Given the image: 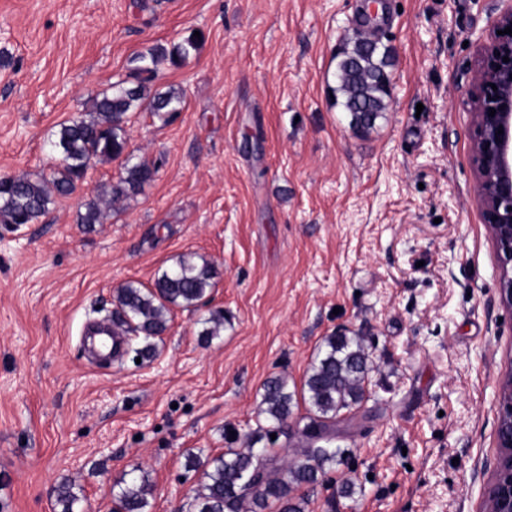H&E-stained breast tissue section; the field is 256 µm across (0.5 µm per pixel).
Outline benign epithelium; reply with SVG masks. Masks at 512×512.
Instances as JSON below:
<instances>
[{
  "label": "benign epithelium",
  "instance_id": "7a95c632",
  "mask_svg": "<svg viewBox=\"0 0 512 512\" xmlns=\"http://www.w3.org/2000/svg\"><path fill=\"white\" fill-rule=\"evenodd\" d=\"M501 2L486 40L479 41L464 105L472 117L476 200L499 259V304L512 310V35L500 34L512 27V0ZM497 399L496 451L481 471L486 480L477 512H512V368L499 383Z\"/></svg>",
  "mask_w": 512,
  "mask_h": 512
}]
</instances>
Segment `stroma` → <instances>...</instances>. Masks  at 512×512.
<instances>
[{
    "label": "stroma",
    "instance_id": "obj_1",
    "mask_svg": "<svg viewBox=\"0 0 512 512\" xmlns=\"http://www.w3.org/2000/svg\"><path fill=\"white\" fill-rule=\"evenodd\" d=\"M495 3L0 0V177L47 174L54 132L132 81L136 55L201 35L186 62L157 66L153 88L178 91L180 112L131 113L127 156L33 223L0 224V512H54L65 478L82 512H113L130 473L150 480L148 512H190L188 454L244 447L276 375L292 413L254 445L292 454L298 393L340 332L365 337L374 370L329 425L341 462L295 491L305 512H475L512 366L462 104ZM364 18L392 58L369 130L334 93ZM130 157L154 179L79 223ZM183 257L216 271L203 304L174 309L147 359H92L84 328L111 319L116 288L153 286ZM216 309L224 327L205 336Z\"/></svg>",
    "mask_w": 512,
    "mask_h": 512
}]
</instances>
